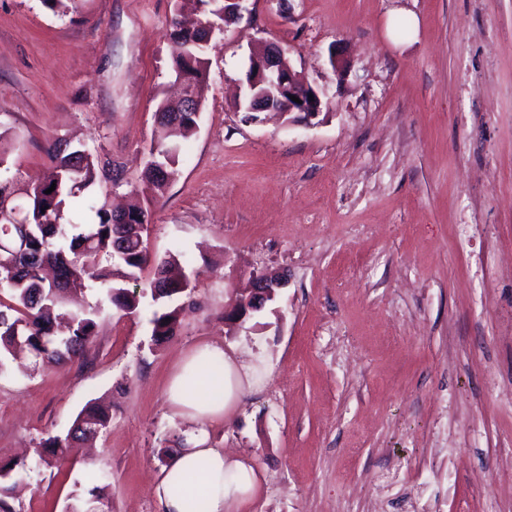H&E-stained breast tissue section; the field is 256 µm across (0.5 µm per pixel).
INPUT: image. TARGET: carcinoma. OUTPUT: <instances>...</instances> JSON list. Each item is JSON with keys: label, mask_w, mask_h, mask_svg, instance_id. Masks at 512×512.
<instances>
[{"label": "carcinoma", "mask_w": 512, "mask_h": 512, "mask_svg": "<svg viewBox=\"0 0 512 512\" xmlns=\"http://www.w3.org/2000/svg\"><path fill=\"white\" fill-rule=\"evenodd\" d=\"M204 20L224 29V0H198ZM171 68L176 77L191 82L200 100L208 91L205 31L188 28L173 13L170 20ZM198 119L158 125L149 159L133 191L147 203L163 194L178 173L179 144L170 137L187 139L196 133ZM53 172L44 182L25 186L0 178V213L14 214L23 224L0 220V290L10 303L0 302V376L8 369V356L28 351L36 361L64 364L82 357L95 336L97 314L113 309L124 315L135 313L140 298L150 293L157 309L153 312L152 336L164 342L189 312L185 298L191 291L180 287L186 279L174 253L150 261L141 228L150 223V208L128 209L129 221L118 217L106 204H97L81 194L104 176L97 155L84 146L55 139L47 149ZM51 193H46L50 187ZM78 204L93 213L96 222L74 224L67 212ZM153 264V276L142 291H131L127 283L139 282L140 273ZM91 291L96 302L76 310L66 306L71 293ZM112 422L108 410L89 404L77 415L73 427L61 438L48 437L37 448L38 463L49 465L63 459L65 449L75 442L93 438ZM12 466H0V512H16L10 504Z\"/></svg>", "instance_id": "obj_1"}]
</instances>
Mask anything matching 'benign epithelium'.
<instances>
[{"instance_id": "7a95c632", "label": "benign epithelium", "mask_w": 512, "mask_h": 512, "mask_svg": "<svg viewBox=\"0 0 512 512\" xmlns=\"http://www.w3.org/2000/svg\"><path fill=\"white\" fill-rule=\"evenodd\" d=\"M249 0H225L224 21L241 17L249 11ZM256 79L268 84L274 92L262 94L253 100L250 111L274 110L288 116L290 122L311 123L323 111L329 109V84L310 82L297 72L286 59L280 46H267L258 62ZM299 98L295 102L291 97ZM288 286V277L282 272L263 271L252 278L251 288L245 294L224 306V321L237 324L247 316L261 310L266 303L277 299L280 291Z\"/></svg>"}]
</instances>
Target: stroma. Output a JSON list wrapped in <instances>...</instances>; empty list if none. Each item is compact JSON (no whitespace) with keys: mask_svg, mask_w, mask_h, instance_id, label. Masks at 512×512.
<instances>
[{"mask_svg":"<svg viewBox=\"0 0 512 512\" xmlns=\"http://www.w3.org/2000/svg\"><path fill=\"white\" fill-rule=\"evenodd\" d=\"M0 0V127L9 177L48 173L65 137L111 163L94 196L126 203L173 96V0ZM309 81L350 68L313 125L234 108L252 46ZM209 92L178 175L156 197L151 255L181 251L196 309L151 336L153 306L102 311L84 357L0 377V463H26L16 512H65L106 473L103 512H157L186 428L166 401L203 342L261 362V387L209 444L261 476L243 512H512V0H249L205 49ZM289 284L242 326L224 306L253 272ZM112 404L93 447L33 466L85 405Z\"/></svg>","mask_w":512,"mask_h":512,"instance_id":"stroma-1","label":"stroma"}]
</instances>
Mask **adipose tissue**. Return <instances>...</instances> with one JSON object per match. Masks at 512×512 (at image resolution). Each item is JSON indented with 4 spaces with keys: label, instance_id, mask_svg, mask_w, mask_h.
Instances as JSON below:
<instances>
[{
    "label": "adipose tissue",
    "instance_id": "obj_1",
    "mask_svg": "<svg viewBox=\"0 0 512 512\" xmlns=\"http://www.w3.org/2000/svg\"><path fill=\"white\" fill-rule=\"evenodd\" d=\"M250 368L235 348L203 343L187 351L167 387L175 414L190 423L185 448L169 456L155 493L160 512H235L255 493L254 467L208 446L196 427L227 418L246 394Z\"/></svg>",
    "mask_w": 512,
    "mask_h": 512
}]
</instances>
